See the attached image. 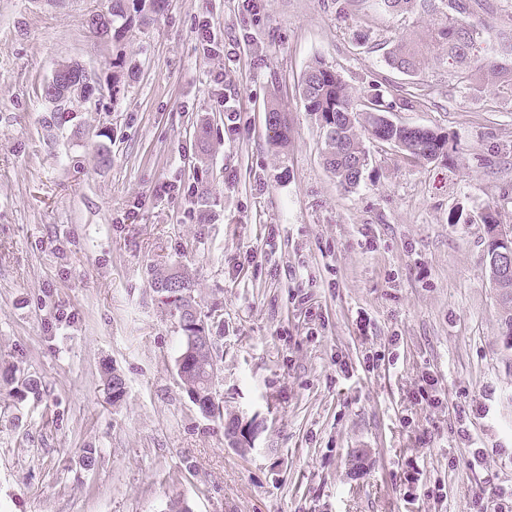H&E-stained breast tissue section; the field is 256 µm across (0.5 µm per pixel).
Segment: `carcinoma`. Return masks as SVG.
Wrapping results in <instances>:
<instances>
[{
	"label": "carcinoma",
	"instance_id": "cac0c4a2",
	"mask_svg": "<svg viewBox=\"0 0 512 512\" xmlns=\"http://www.w3.org/2000/svg\"><path fill=\"white\" fill-rule=\"evenodd\" d=\"M167 0H111L107 12L89 18L90 30L99 38L121 43L130 32L134 21L145 24L149 15L164 10ZM448 12L445 23L438 26L432 36V46L448 56L458 81L475 90L503 83H512V69H507L494 59L480 57L476 47L483 30L471 22V17L482 9L480 0H442ZM425 47L399 41L387 54V62L403 74L416 73L424 59ZM300 97L305 111L316 115L324 138L323 161L326 168L345 188L357 186L363 170L369 163V154L358 128L367 131L370 138L392 144L405 151L410 158L430 161L441 154H452L456 147L450 145L451 137L432 129L408 127L384 121L386 110L379 95L368 100V105L358 108L355 96L335 71L314 61L305 72L300 85ZM268 112L274 122L269 124L270 141L283 147L288 143L289 127L277 99L268 103ZM152 283L160 287L175 280L185 290L195 288L194 281L184 271L151 266ZM207 355L197 354L183 364L186 374L183 384L195 386L205 376L203 366Z\"/></svg>",
	"mask_w": 512,
	"mask_h": 512
}]
</instances>
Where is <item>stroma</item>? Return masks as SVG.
Returning a JSON list of instances; mask_svg holds the SVG:
<instances>
[{"label": "stroma", "instance_id": "obj_1", "mask_svg": "<svg viewBox=\"0 0 512 512\" xmlns=\"http://www.w3.org/2000/svg\"><path fill=\"white\" fill-rule=\"evenodd\" d=\"M108 4L0 0V512H464L512 488V336L481 220L512 226V85L460 84L429 47L434 10L168 0L118 57L87 26ZM401 39L427 47L416 74L384 60ZM117 59V93L46 132L58 65L105 85ZM317 60L392 121L449 133L455 157L369 139L359 185L341 187L299 95ZM157 263L196 284L225 419L261 423L248 452L179 385ZM107 367L126 383L116 403ZM268 112L274 119L269 124L270 141L274 146L283 147L288 143L289 139V127L284 117L282 107L277 99L273 98L269 101L267 106Z\"/></svg>", "mask_w": 512, "mask_h": 512}]
</instances>
